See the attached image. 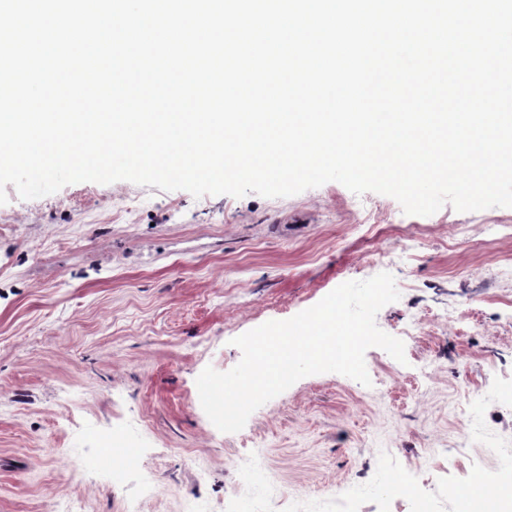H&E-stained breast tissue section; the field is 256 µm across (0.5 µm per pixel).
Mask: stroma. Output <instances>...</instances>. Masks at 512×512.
<instances>
[{"instance_id": "35a3bbf8", "label": "stroma", "mask_w": 512, "mask_h": 512, "mask_svg": "<svg viewBox=\"0 0 512 512\" xmlns=\"http://www.w3.org/2000/svg\"><path fill=\"white\" fill-rule=\"evenodd\" d=\"M0 205V512H459L450 488L501 479L512 449V208L405 214L331 181L294 196L193 197L81 182ZM501 225L490 236L485 228ZM391 273L376 316L405 362L365 354L370 385L304 377L236 433L196 379L226 372L235 338ZM478 436L449 416L469 392ZM136 467H100L109 443ZM402 491H391L392 480ZM425 491L415 499L412 488Z\"/></svg>"}]
</instances>
